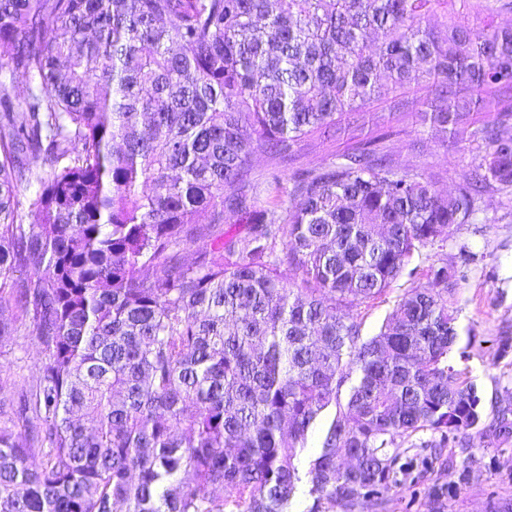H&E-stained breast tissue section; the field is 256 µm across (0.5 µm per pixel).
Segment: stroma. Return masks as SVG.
Segmentation results:
<instances>
[{"instance_id":"1","label":"stroma","mask_w":512,"mask_h":512,"mask_svg":"<svg viewBox=\"0 0 512 512\" xmlns=\"http://www.w3.org/2000/svg\"><path fill=\"white\" fill-rule=\"evenodd\" d=\"M362 136L383 135L386 152L395 161H422L438 174L442 192L455 189L466 170L459 162L449 134L396 119L389 112H368L360 121ZM469 251L455 308L459 354L452 362L463 380L482 392L484 414L493 418L497 407L512 408V355L499 358L497 340L512 336V192L484 194L471 223L458 226L451 240L414 255L409 273L392 285L385 297L354 309L363 337L376 334L398 298L425 283L428 265L437 259ZM41 359L32 333L0 343V396L12 397L24 380L35 374ZM399 483L376 512H490L491 504H512V443L495 448L480 440L431 456L418 438L401 443Z\"/></svg>"}]
</instances>
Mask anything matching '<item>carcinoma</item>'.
<instances>
[{
    "instance_id": "cac0c4a2",
    "label": "carcinoma",
    "mask_w": 512,
    "mask_h": 512,
    "mask_svg": "<svg viewBox=\"0 0 512 512\" xmlns=\"http://www.w3.org/2000/svg\"><path fill=\"white\" fill-rule=\"evenodd\" d=\"M457 2L0 0L33 80L21 104L0 80V340L27 319L42 352L0 397V512H288L304 477L308 512H355L397 484L399 440H512L451 363L456 263L366 340L342 314L512 188V28ZM381 103L448 127L455 193L380 136L282 186ZM336 147L330 142L316 143L313 148L303 152L295 161L288 164V162L279 165V171L283 177L284 186L288 187V178L301 169L319 166L328 163L331 158V153L335 151Z\"/></svg>"
}]
</instances>
